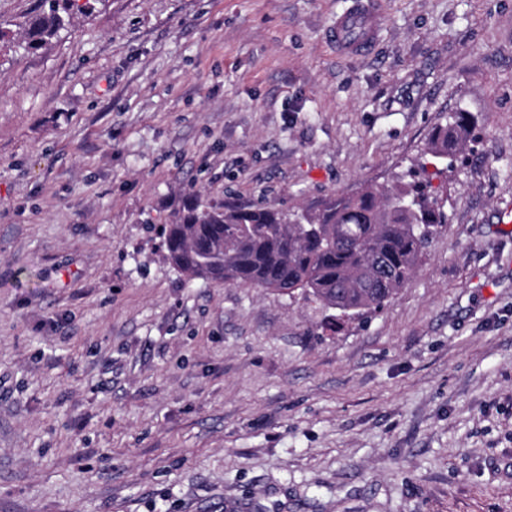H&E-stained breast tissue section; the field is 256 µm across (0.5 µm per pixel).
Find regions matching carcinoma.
<instances>
[{"mask_svg": "<svg viewBox=\"0 0 512 512\" xmlns=\"http://www.w3.org/2000/svg\"><path fill=\"white\" fill-rule=\"evenodd\" d=\"M41 2L20 33L32 51L103 0ZM468 130L469 114L453 113L432 136L433 158L456 157ZM442 218L429 183L412 180L297 211L215 207L193 194L161 234L169 264L189 280L299 291L317 309L350 317L381 307L411 282Z\"/></svg>", "mask_w": 512, "mask_h": 512, "instance_id": "1", "label": "carcinoma"}]
</instances>
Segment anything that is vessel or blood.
<instances>
[{"label":"vessel or blood","instance_id":"1","mask_svg":"<svg viewBox=\"0 0 512 512\" xmlns=\"http://www.w3.org/2000/svg\"><path fill=\"white\" fill-rule=\"evenodd\" d=\"M382 24L383 16L375 0H357L354 6L337 15L329 38L338 55L357 57L374 46Z\"/></svg>","mask_w":512,"mask_h":512}]
</instances>
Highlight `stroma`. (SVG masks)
<instances>
[{"label":"stroma","mask_w":512,"mask_h":512,"mask_svg":"<svg viewBox=\"0 0 512 512\" xmlns=\"http://www.w3.org/2000/svg\"><path fill=\"white\" fill-rule=\"evenodd\" d=\"M354 2L105 0L0 46V512H512V0H381L344 58ZM412 169L446 221L336 331L166 259L188 194L294 210ZM357 1L354 6L336 15L329 32L336 53L343 57L367 53L376 43L383 24L382 13L375 2ZM469 130V114L453 113L443 126L438 127L432 136V156L435 159L455 158L462 149Z\"/></svg>","instance_id":"stroma-1"}]
</instances>
